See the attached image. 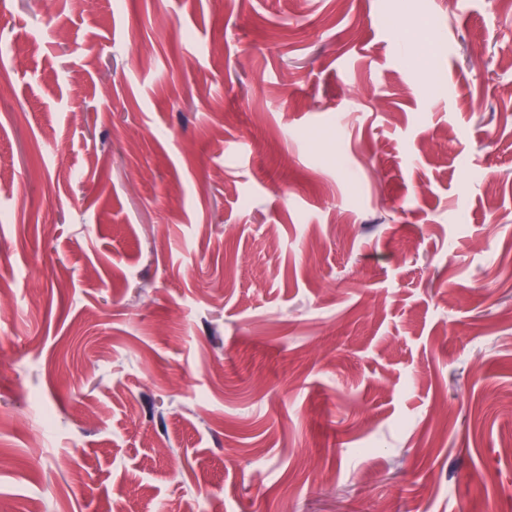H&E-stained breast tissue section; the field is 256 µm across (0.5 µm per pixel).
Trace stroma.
Masks as SVG:
<instances>
[{
  "instance_id": "1",
  "label": "stroma",
  "mask_w": 512,
  "mask_h": 512,
  "mask_svg": "<svg viewBox=\"0 0 512 512\" xmlns=\"http://www.w3.org/2000/svg\"><path fill=\"white\" fill-rule=\"evenodd\" d=\"M0 43V512H512V0Z\"/></svg>"
}]
</instances>
